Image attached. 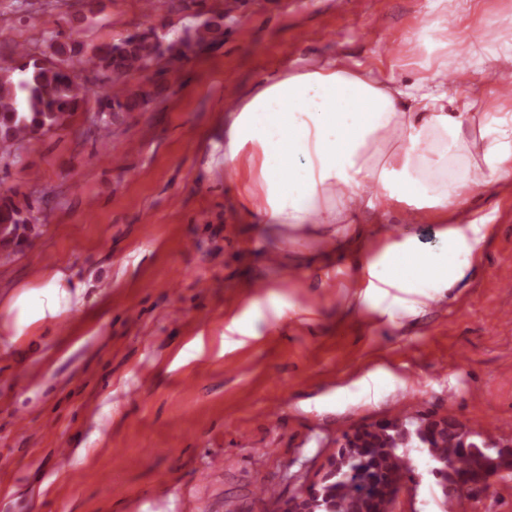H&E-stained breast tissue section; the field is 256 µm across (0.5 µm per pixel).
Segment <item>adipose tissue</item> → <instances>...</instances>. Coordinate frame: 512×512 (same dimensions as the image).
<instances>
[{"instance_id": "1", "label": "adipose tissue", "mask_w": 512, "mask_h": 512, "mask_svg": "<svg viewBox=\"0 0 512 512\" xmlns=\"http://www.w3.org/2000/svg\"><path fill=\"white\" fill-rule=\"evenodd\" d=\"M213 149L236 173L257 237H285L301 251L320 241L326 255L312 268L322 279L348 257L358 298L382 316H415L465 277L491 232V214L466 222L461 211L474 190L512 177V112L485 111L480 97L448 99L428 75L391 85L327 58L292 64L243 98ZM395 211L427 214L437 245L405 234L373 251V226ZM84 292L48 268L38 288L13 299L0 334L34 342L39 326L81 307Z\"/></svg>"}]
</instances>
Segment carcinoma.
I'll use <instances>...</instances> for the list:
<instances>
[{
  "mask_svg": "<svg viewBox=\"0 0 512 512\" xmlns=\"http://www.w3.org/2000/svg\"><path fill=\"white\" fill-rule=\"evenodd\" d=\"M212 32L211 24L198 27L193 38L167 41L154 31L135 33L96 48L89 56H81L60 41L59 33H49L50 47L57 61L41 59L21 52L25 63L16 67L19 76L0 74V161L16 157L19 146L39 133L63 127L75 112L94 100L91 113L94 125L105 128L108 117L116 112H133L145 107L152 98L148 91H131L125 79L148 63L167 58L173 68L189 59L192 43H204ZM92 66L112 81L108 89L94 90L77 82V70ZM49 215L33 210L9 197H0V251L23 244L33 247L27 231L44 224ZM453 417L440 420L394 418L384 423L382 432L371 437L369 447L357 451V457L346 468L344 478L331 476L318 486L303 504L306 512H363L378 507L387 498L385 488L390 476L407 468L401 448H417L424 454L428 473L438 480L442 498L438 506L443 512L448 501L465 496L455 486L454 477L466 478L485 472L480 448L489 452L482 432L471 429L469 448L462 446L454 429Z\"/></svg>",
  "mask_w": 512,
  "mask_h": 512,
  "instance_id": "cac0c4a2",
  "label": "carcinoma"
}]
</instances>
